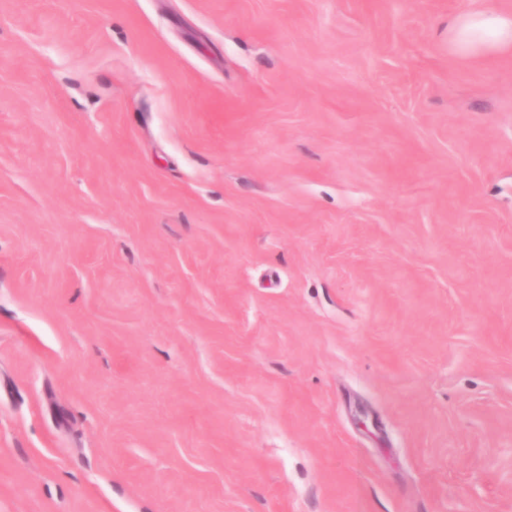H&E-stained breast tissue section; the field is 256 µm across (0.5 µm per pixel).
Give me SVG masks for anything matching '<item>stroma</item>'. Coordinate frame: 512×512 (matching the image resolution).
<instances>
[{
    "label": "stroma",
    "instance_id": "stroma-1",
    "mask_svg": "<svg viewBox=\"0 0 512 512\" xmlns=\"http://www.w3.org/2000/svg\"><path fill=\"white\" fill-rule=\"evenodd\" d=\"M512 0H0V512H512ZM448 47L468 59L512 52V11L485 8L459 14L448 29Z\"/></svg>",
    "mask_w": 512,
    "mask_h": 512
}]
</instances>
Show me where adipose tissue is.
Here are the masks:
<instances>
[{
	"instance_id": "ef3b65f1",
	"label": "adipose tissue",
	"mask_w": 512,
	"mask_h": 512,
	"mask_svg": "<svg viewBox=\"0 0 512 512\" xmlns=\"http://www.w3.org/2000/svg\"><path fill=\"white\" fill-rule=\"evenodd\" d=\"M448 47L468 59L512 52V11L485 8L459 14L448 29Z\"/></svg>"
}]
</instances>
